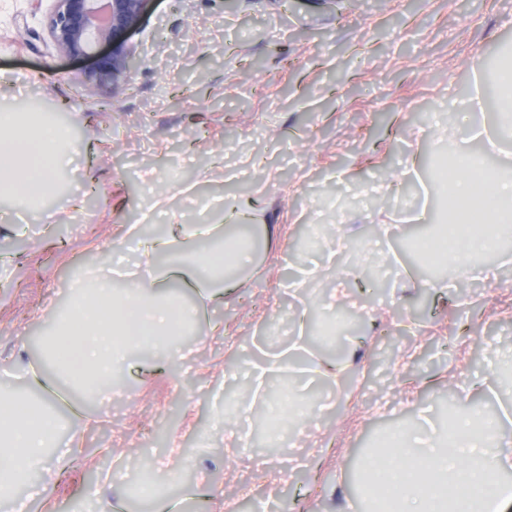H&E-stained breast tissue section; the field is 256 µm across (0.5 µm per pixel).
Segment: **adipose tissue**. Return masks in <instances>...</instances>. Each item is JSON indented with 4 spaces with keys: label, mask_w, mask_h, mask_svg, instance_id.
<instances>
[{
    "label": "adipose tissue",
    "mask_w": 512,
    "mask_h": 512,
    "mask_svg": "<svg viewBox=\"0 0 512 512\" xmlns=\"http://www.w3.org/2000/svg\"><path fill=\"white\" fill-rule=\"evenodd\" d=\"M73 148L63 128H55L48 137L15 117L0 122V194H53L56 183L51 174ZM489 186L497 202L492 210L481 205L478 182L470 173L461 172L454 183L459 206L449 213V223L480 227L469 237L464 253L468 259L512 239V170L493 171ZM191 317V309L157 281L132 283L121 290L111 281H94L59 330L72 355L64 373L75 386L99 396L112 387L115 372L128 358L127 351L117 348V337L146 334L152 346L170 344ZM30 413L24 422L0 419V492L24 484L31 470L45 461L56 422L44 405L32 404ZM453 426L459 436L456 443L408 429L402 447L379 451L378 462L387 464L403 488L395 512H496L505 501L498 475L512 470V436L498 432L485 439L467 415L456 417ZM420 458L428 459L431 467L419 476L412 463Z\"/></svg>",
    "instance_id": "ef3b65f1"
}]
</instances>
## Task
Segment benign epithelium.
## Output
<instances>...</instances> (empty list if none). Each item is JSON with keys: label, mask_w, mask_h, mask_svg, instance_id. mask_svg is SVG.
Masks as SVG:
<instances>
[{"label": "benign epithelium", "mask_w": 512, "mask_h": 512, "mask_svg": "<svg viewBox=\"0 0 512 512\" xmlns=\"http://www.w3.org/2000/svg\"><path fill=\"white\" fill-rule=\"evenodd\" d=\"M48 36L55 51L93 58L87 82L103 85L125 77L132 51L124 35L138 27L152 0H54Z\"/></svg>", "instance_id": "benign-epithelium-1"}]
</instances>
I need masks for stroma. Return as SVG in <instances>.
<instances>
[{"label": "stroma", "mask_w": 512, "mask_h": 512, "mask_svg": "<svg viewBox=\"0 0 512 512\" xmlns=\"http://www.w3.org/2000/svg\"><path fill=\"white\" fill-rule=\"evenodd\" d=\"M50 9L0 0V113H64L77 146L43 209L0 196V392L28 389L32 336L54 333L84 283L153 276L198 318L165 360L131 353L92 408L61 392L85 459L33 471L28 512H97L94 487L124 512L131 480L159 465L179 512H213L215 491L251 512L258 457L288 512H370L353 470L389 425L442 435L447 396L512 432V382L496 375L512 360V250L481 258L497 279L454 266L436 284L396 249L441 220L434 154L467 139L488 166L512 165L481 76L487 54H512V0H154L126 36L135 68L101 87L85 81L92 60L52 48ZM243 219L275 237L220 305L141 247L173 224ZM326 224L354 225L355 251ZM343 271L362 321L329 374L310 336ZM281 389L324 402L275 444L225 441L240 412L259 430Z\"/></svg>", "instance_id": "obj_1"}]
</instances>
